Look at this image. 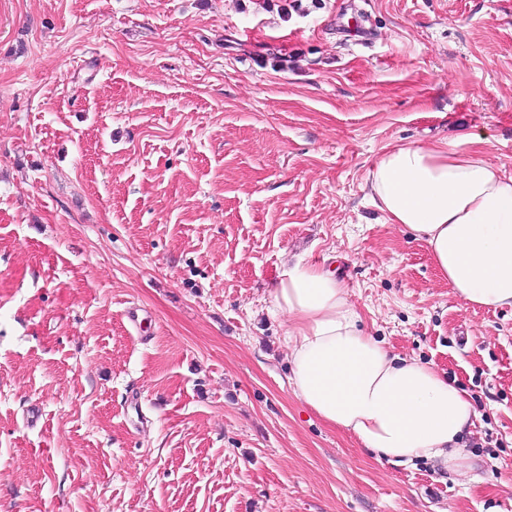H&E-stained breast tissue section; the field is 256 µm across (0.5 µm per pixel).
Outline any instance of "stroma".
Listing matches in <instances>:
<instances>
[{
	"label": "stroma",
	"instance_id": "35a3bbf8",
	"mask_svg": "<svg viewBox=\"0 0 512 512\" xmlns=\"http://www.w3.org/2000/svg\"><path fill=\"white\" fill-rule=\"evenodd\" d=\"M437 140L512 173V0H0V512H512V309L365 190ZM299 258L469 394L465 475L296 398Z\"/></svg>",
	"mask_w": 512,
	"mask_h": 512
}]
</instances>
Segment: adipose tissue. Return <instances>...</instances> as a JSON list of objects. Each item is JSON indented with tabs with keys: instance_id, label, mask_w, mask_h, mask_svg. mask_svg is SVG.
<instances>
[{
	"instance_id": "ef3b65f1",
	"label": "adipose tissue",
	"mask_w": 512,
	"mask_h": 512,
	"mask_svg": "<svg viewBox=\"0 0 512 512\" xmlns=\"http://www.w3.org/2000/svg\"><path fill=\"white\" fill-rule=\"evenodd\" d=\"M366 188L385 223L415 233L467 304L512 307V175L501 166L442 143L401 144L374 163ZM270 288L288 317L290 382L304 404L378 459L425 458L464 474L460 438L475 411L463 389L365 334L322 265L283 266Z\"/></svg>"
}]
</instances>
